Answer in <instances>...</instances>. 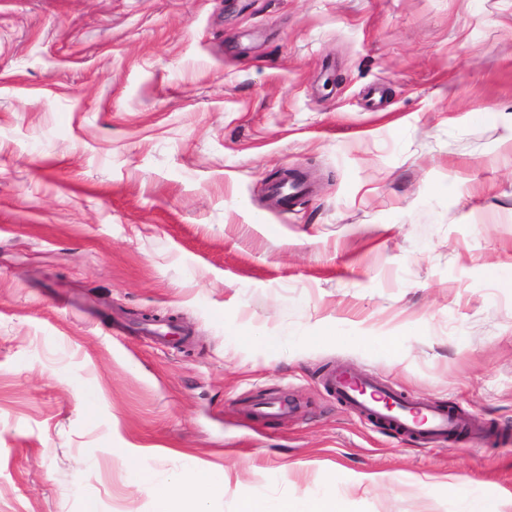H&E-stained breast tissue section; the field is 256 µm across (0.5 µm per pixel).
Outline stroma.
Segmentation results:
<instances>
[{"instance_id":"stroma-1","label":"stroma","mask_w":512,"mask_h":512,"mask_svg":"<svg viewBox=\"0 0 512 512\" xmlns=\"http://www.w3.org/2000/svg\"><path fill=\"white\" fill-rule=\"evenodd\" d=\"M335 370L473 429L372 425ZM119 447L224 469L209 512H512V0H0V512H152ZM241 512H340L336 507V496L323 497L320 500L299 494L270 503L261 495L246 499Z\"/></svg>"}]
</instances>
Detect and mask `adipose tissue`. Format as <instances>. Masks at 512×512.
<instances>
[{
    "label": "adipose tissue",
    "instance_id": "obj_1",
    "mask_svg": "<svg viewBox=\"0 0 512 512\" xmlns=\"http://www.w3.org/2000/svg\"><path fill=\"white\" fill-rule=\"evenodd\" d=\"M223 485V471L199 465L192 466L176 491L154 490L153 512H207V502ZM241 512H339V510L335 497L317 500L303 493L275 503L255 495L244 501Z\"/></svg>",
    "mask_w": 512,
    "mask_h": 512
}]
</instances>
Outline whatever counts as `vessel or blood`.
<instances>
[{
    "label": "vessel or blood",
    "instance_id": "obj_1",
    "mask_svg": "<svg viewBox=\"0 0 512 512\" xmlns=\"http://www.w3.org/2000/svg\"><path fill=\"white\" fill-rule=\"evenodd\" d=\"M326 386L375 423L425 439L462 432L466 419L459 412L425 401H409L377 381L344 371L332 372Z\"/></svg>",
    "mask_w": 512,
    "mask_h": 512
}]
</instances>
